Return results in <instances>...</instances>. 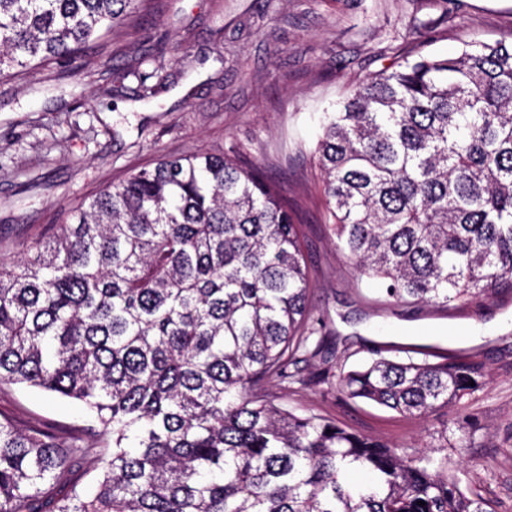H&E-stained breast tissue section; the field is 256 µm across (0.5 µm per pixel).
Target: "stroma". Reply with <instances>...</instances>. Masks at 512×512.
<instances>
[{"label":"stroma","mask_w":512,"mask_h":512,"mask_svg":"<svg viewBox=\"0 0 512 512\" xmlns=\"http://www.w3.org/2000/svg\"><path fill=\"white\" fill-rule=\"evenodd\" d=\"M512 40V0H146L132 29L75 56L0 77V261L50 235L71 210L129 170L165 155L224 156L266 168L288 200L316 271L310 296L338 364L374 351L400 358L479 355L490 377L461 404L415 420L346 399L336 382L276 392L410 456L472 416L449 454L464 485L512 512V296L459 307L397 308L358 281L337 251L312 149L346 90L396 51L451 55L464 43ZM164 65L150 103L134 81L112 92L113 66ZM19 424L85 426V408L34 389L0 392Z\"/></svg>","instance_id":"obj_1"}]
</instances>
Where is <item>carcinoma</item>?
I'll return each mask as SVG.
<instances>
[{"label":"carcinoma","mask_w":512,"mask_h":512,"mask_svg":"<svg viewBox=\"0 0 512 512\" xmlns=\"http://www.w3.org/2000/svg\"><path fill=\"white\" fill-rule=\"evenodd\" d=\"M142 2L0 0V74L72 56ZM130 76L140 101L167 79L113 69ZM314 157L336 248L384 301L512 290V43L412 51L365 77L324 113ZM311 288L299 227L259 166L161 157L85 199L0 262V389L78 401L91 420L63 434L0 412V512H489L448 434L405 459L271 392L325 380L305 373L331 353ZM486 383L478 359L378 350L338 374L346 398L415 419Z\"/></svg>","instance_id":"cac0c4a2"}]
</instances>
